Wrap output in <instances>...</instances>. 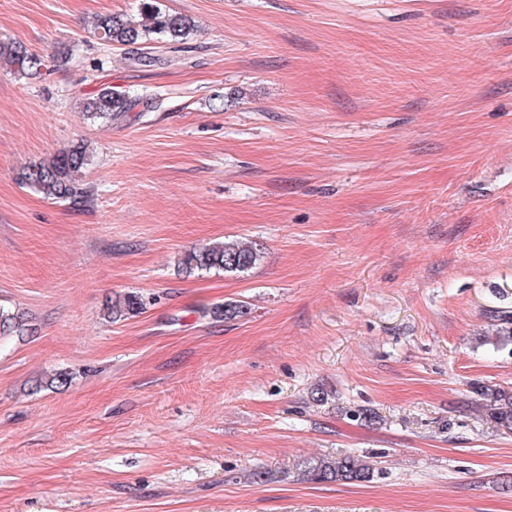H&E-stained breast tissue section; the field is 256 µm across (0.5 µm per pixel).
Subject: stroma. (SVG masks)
<instances>
[{
	"instance_id": "35a3bbf8",
	"label": "stroma",
	"mask_w": 512,
	"mask_h": 512,
	"mask_svg": "<svg viewBox=\"0 0 512 512\" xmlns=\"http://www.w3.org/2000/svg\"><path fill=\"white\" fill-rule=\"evenodd\" d=\"M157 4L188 49L134 68L92 21L141 0H0V37L61 58L0 70V306L36 327L0 339V512H512L472 392L512 387V0ZM107 86L153 106L84 119ZM80 142L86 200L20 184ZM230 240L260 263L178 271ZM343 455L374 479L297 475ZM144 299L135 292H129L123 297H119L107 305V316L110 319H121L130 315L140 313L144 308Z\"/></svg>"
}]
</instances>
